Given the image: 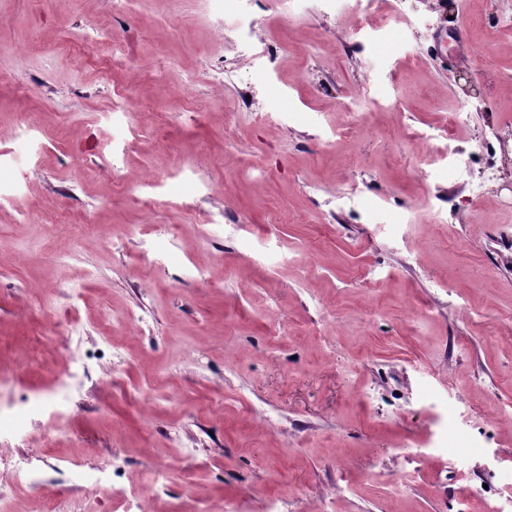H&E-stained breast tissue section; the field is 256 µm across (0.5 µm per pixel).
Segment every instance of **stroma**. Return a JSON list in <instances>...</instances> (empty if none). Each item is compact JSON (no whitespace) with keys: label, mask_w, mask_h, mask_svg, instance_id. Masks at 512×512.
Segmentation results:
<instances>
[{"label":"stroma","mask_w":512,"mask_h":512,"mask_svg":"<svg viewBox=\"0 0 512 512\" xmlns=\"http://www.w3.org/2000/svg\"><path fill=\"white\" fill-rule=\"evenodd\" d=\"M119 8L0 0V448L77 512H124L120 490L160 465L177 512L244 494L479 512L511 494L512 0H258L270 73L194 0ZM102 35L126 67L97 60ZM217 64L237 81L212 87ZM123 88L135 136L101 120ZM178 169L148 204L110 177ZM129 313L146 332L103 336ZM129 361L171 390L144 407L103 384ZM34 493L31 472L0 473V512Z\"/></svg>","instance_id":"obj_1"}]
</instances>
